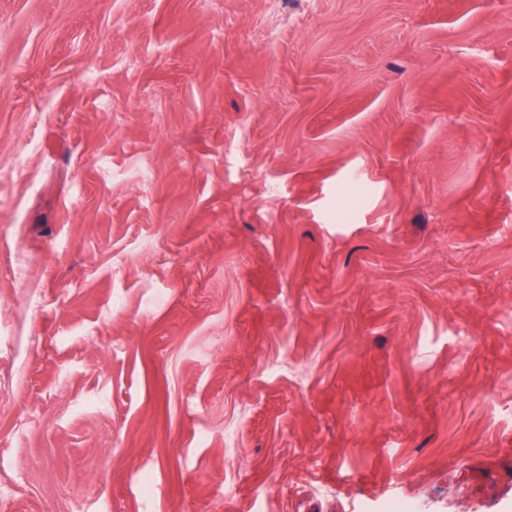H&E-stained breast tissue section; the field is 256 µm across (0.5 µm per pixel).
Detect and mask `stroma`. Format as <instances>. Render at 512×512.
Segmentation results:
<instances>
[{
	"mask_svg": "<svg viewBox=\"0 0 512 512\" xmlns=\"http://www.w3.org/2000/svg\"><path fill=\"white\" fill-rule=\"evenodd\" d=\"M512 512V0H0V512Z\"/></svg>",
	"mask_w": 512,
	"mask_h": 512,
	"instance_id": "35a3bbf8",
	"label": "stroma"
}]
</instances>
